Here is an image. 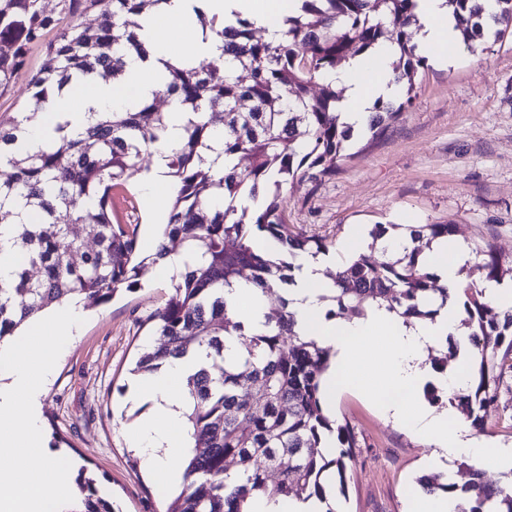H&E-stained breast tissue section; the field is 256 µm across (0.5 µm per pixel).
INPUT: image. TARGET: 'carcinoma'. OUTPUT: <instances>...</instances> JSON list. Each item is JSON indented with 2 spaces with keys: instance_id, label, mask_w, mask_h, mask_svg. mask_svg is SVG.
I'll use <instances>...</instances> for the list:
<instances>
[{
  "instance_id": "cac0c4a2",
  "label": "carcinoma",
  "mask_w": 512,
  "mask_h": 512,
  "mask_svg": "<svg viewBox=\"0 0 512 512\" xmlns=\"http://www.w3.org/2000/svg\"><path fill=\"white\" fill-rule=\"evenodd\" d=\"M164 0H62L61 12L74 17L80 9H98V22L85 27L43 10L40 0H0V90L22 75L34 89L22 121L33 120L52 99L51 93L99 73L117 77L123 53H145L134 29L135 17ZM417 0H301L299 14L288 18L287 40L257 39L253 25L237 20L224 26L200 17L203 30L223 43V53L240 65L224 76L221 59L197 67L166 63L169 80L156 96L175 100L193 115L181 143L169 154V176L175 195L154 256L142 257L136 237L112 222V188L139 173L144 153L161 141L164 113L155 102L129 112L103 114L84 132L72 135L56 125L57 136L43 149L24 155H0L13 169L0 181V225L12 223L14 209H37L40 223L22 225L15 246L26 265L9 283H0V342L16 334L30 317L75 298L102 304L133 284L141 271L170 255L188 257L172 280V294L154 315L160 343L141 356L136 371L151 373L169 358L203 350L207 363L186 384L185 413L191 454L186 458L181 492L165 512H246L254 494L282 499H326L324 474L336 472L344 484L355 439L346 424L333 425L320 402V377L331 349L299 335L288 299L265 315V330L248 333L227 312L224 289L249 271L248 281L272 295L293 282L288 256L329 251L323 239L292 233L282 209L290 180L313 179L338 167L354 138L341 119V95L330 83L311 93V86L342 62L371 53L385 41L396 47L395 82L411 95L417 71L425 66L417 54L412 27ZM472 46L497 40L512 26V0H496L486 14L478 0H445ZM43 44L51 64L26 74L31 46ZM401 107L379 99L366 130L376 137L399 116ZM221 115L224 156L246 157L219 175L213 170L214 116ZM224 197V208L211 201ZM257 203L250 208L243 198ZM81 226L96 245L86 249L75 234ZM401 229L406 245L393 255L381 246L389 230ZM267 234L287 253L262 255L250 237ZM453 224H376L368 248L379 249L376 261L363 253L332 275L326 318L362 316L373 304L404 318L431 319L439 301L448 302L441 286L419 257L435 242L454 240ZM480 257L475 271L484 281L512 275L489 243L472 247ZM37 266L36 279L29 267ZM456 306L460 326L471 347L467 379L448 390V402L475 432L498 400V385L512 367V309L497 311L485 301L484 289L464 281ZM293 338L292 349L285 338ZM247 422L242 426L241 422ZM335 436L333 456L324 454L323 439ZM288 457V467L279 469ZM429 493L459 496L466 506L457 512H512V487L493 486L470 471L463 485L420 478ZM83 508L70 512H112L92 481L82 486Z\"/></svg>"
}]
</instances>
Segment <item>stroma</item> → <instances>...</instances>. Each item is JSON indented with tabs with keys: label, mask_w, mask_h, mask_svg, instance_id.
I'll list each match as a JSON object with an SVG mask.
<instances>
[{
	"label": "stroma",
	"mask_w": 512,
	"mask_h": 512,
	"mask_svg": "<svg viewBox=\"0 0 512 512\" xmlns=\"http://www.w3.org/2000/svg\"><path fill=\"white\" fill-rule=\"evenodd\" d=\"M410 105L380 136L356 137L335 174L288 186L284 219L293 232L342 245L376 224H452L466 243H491L512 260V31L496 43L460 45L452 63L428 59ZM139 178L112 191V220L136 237L156 231ZM171 279L143 275L134 289L91 304L60 354L42 410L52 452L94 479L115 512H164L169 497L128 444L140 416L127 394L137 359L152 348L154 313ZM485 438L512 448V369L498 386ZM355 434L338 512H415L428 477L459 484L461 456L428 468L435 446L388 419L373 397L347 389L329 408Z\"/></svg>",
	"instance_id": "stroma-1"
}]
</instances>
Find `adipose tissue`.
<instances>
[{
	"label": "adipose tissue",
	"mask_w": 512,
	"mask_h": 512,
	"mask_svg": "<svg viewBox=\"0 0 512 512\" xmlns=\"http://www.w3.org/2000/svg\"><path fill=\"white\" fill-rule=\"evenodd\" d=\"M299 0H164L161 8L143 15L136 31L149 56L126 58L125 72L120 79L93 78L80 87L56 96L50 112L40 123L20 135L16 149L34 151L53 136L57 114H65L72 131H81L89 112H116L132 109L142 101L152 100L160 89L167 71L166 63L179 62L192 67L220 54L214 36L202 34L200 17L217 18L231 24L244 19L262 29L267 40L282 41L287 27L284 20L295 13ZM416 14L421 25L418 34L420 51L437 56H451L459 44V32L444 0H417ZM393 50L378 46L367 57L356 56L328 76L329 81L344 90L340 102L346 122L364 125L377 98L395 95L392 72ZM166 132L153 156V165L142 177L143 197L153 201L155 189L167 181V156L184 134L186 116L176 101L166 109ZM471 248L459 243L433 245L421 255L423 263L436 273L449 294L461 286L459 268L473 259ZM340 261L339 255L311 258L298 256L294 283L288 289L291 306L297 311L303 336L331 347L334 360L325 375L329 391L354 388L366 392L365 377L373 369L383 372L384 383L375 395L382 412L405 425L416 435L434 440L441 450L458 449L475 467L503 463L507 454L483 437L448 425L447 413H433L424 405L419 391L426 382L445 387L459 377L458 370L430 376L423 363L426 349L432 343L456 330L459 311L456 306L441 309L432 321L408 327L385 307H372L365 317L351 320L325 319L320 299L330 288L327 269ZM229 313L243 322L247 332L264 328L268 307L266 295L241 284L228 299ZM199 364L198 358L185 357L164 364L148 380L134 386L129 397L133 403L146 405L147 410L129 432L131 445L138 448L145 470L166 487L181 485L184 474L172 463L182 450L175 433L183 426L184 405L180 388L185 377Z\"/></svg>",
	"instance_id": "adipose-tissue-1"
}]
</instances>
